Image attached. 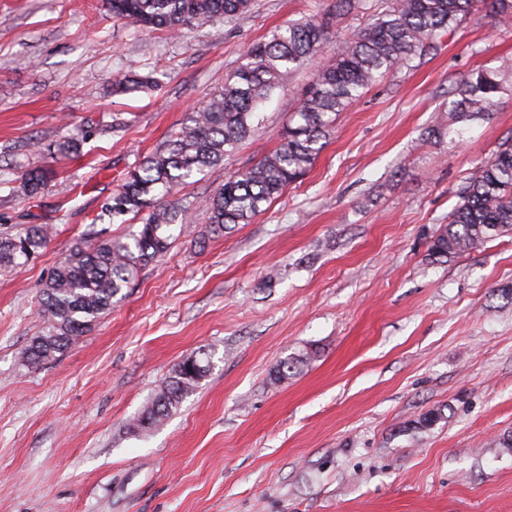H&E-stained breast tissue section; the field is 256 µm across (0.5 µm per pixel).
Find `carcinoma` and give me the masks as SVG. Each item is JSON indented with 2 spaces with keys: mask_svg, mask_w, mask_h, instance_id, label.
I'll return each mask as SVG.
<instances>
[{
  "mask_svg": "<svg viewBox=\"0 0 512 512\" xmlns=\"http://www.w3.org/2000/svg\"><path fill=\"white\" fill-rule=\"evenodd\" d=\"M112 15L144 26L177 33L183 28L232 18L249 10L251 0H109ZM512 19V0H389L373 10L371 22L342 41L334 56L320 66L296 111L298 123L288 127L280 145L254 165L224 179L217 193L195 203L172 206L165 198L206 170L224 164L254 128L261 106L283 87L285 73L299 68L320 50L325 28L314 18L291 22L249 44L224 82V90L204 106L185 114L179 129L164 145L128 172L121 190L104 204L98 221L147 213L129 241L103 240L91 229L54 268L42 291L41 313L50 322L22 352L23 362L40 368L60 357L84 335L113 299L130 287L139 270L165 254L204 208L209 232L222 235L235 224H247L266 210L289 185L311 169L325 147L336 117L385 75L411 67L428 54L435 40L485 5ZM365 10L364 0H336V17ZM500 72L476 70L457 85L448 103V118L477 119L490 112L501 91ZM151 76L117 72L112 88L120 94L152 85ZM48 173L33 169L23 181L33 197L46 187ZM52 234L47 224L0 230V270L25 265ZM512 236V140L464 187L461 202L448 224L430 243L429 258H453L480 244ZM205 373L200 361L185 358L172 371L138 429L156 425L194 390Z\"/></svg>",
  "mask_w": 512,
  "mask_h": 512,
  "instance_id": "obj_1",
  "label": "carcinoma"
}]
</instances>
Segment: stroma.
Instances as JSON below:
<instances>
[{
	"label": "stroma",
	"instance_id": "stroma-1",
	"mask_svg": "<svg viewBox=\"0 0 512 512\" xmlns=\"http://www.w3.org/2000/svg\"><path fill=\"white\" fill-rule=\"evenodd\" d=\"M333 2L252 0L173 36L113 18L105 0H0V224L55 227L37 259L0 271V512H512V237L427 256L461 189L512 139V71L488 116L448 121L449 90L512 61V25L491 11L341 112L263 214L213 238L196 211L63 356L21 362L48 326L46 280L127 172L223 89L247 44L327 21ZM366 20L327 21L321 52L177 199L210 196L274 150L301 90ZM117 71L160 84L116 95ZM71 137L79 152L56 151ZM34 168L49 180L30 197ZM202 352L193 393L131 431ZM429 411L441 419L412 428Z\"/></svg>",
	"mask_w": 512,
	"mask_h": 512
}]
</instances>
